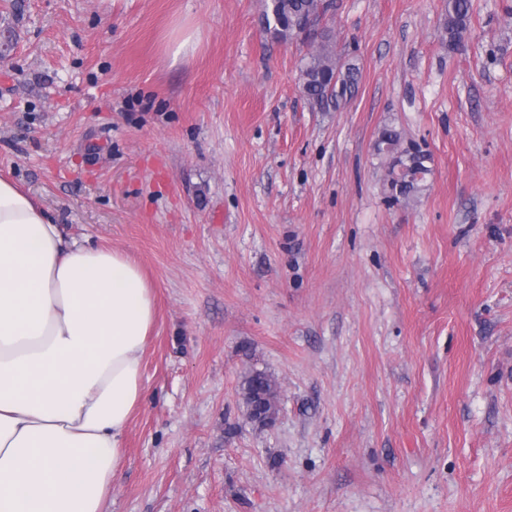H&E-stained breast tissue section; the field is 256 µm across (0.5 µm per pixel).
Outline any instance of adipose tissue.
<instances>
[{"mask_svg": "<svg viewBox=\"0 0 512 512\" xmlns=\"http://www.w3.org/2000/svg\"><path fill=\"white\" fill-rule=\"evenodd\" d=\"M154 323L130 256L0 177V512H104Z\"/></svg>", "mask_w": 512, "mask_h": 512, "instance_id": "1", "label": "adipose tissue"}]
</instances>
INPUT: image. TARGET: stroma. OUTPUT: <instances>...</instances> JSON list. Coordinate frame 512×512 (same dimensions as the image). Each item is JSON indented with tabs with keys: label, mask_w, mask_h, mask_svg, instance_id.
<instances>
[{
	"label": "stroma",
	"mask_w": 512,
	"mask_h": 512,
	"mask_svg": "<svg viewBox=\"0 0 512 512\" xmlns=\"http://www.w3.org/2000/svg\"><path fill=\"white\" fill-rule=\"evenodd\" d=\"M330 2L336 107L265 0H0V176L154 288L107 512H512V0ZM472 0H448L446 33L449 47H456L467 31L471 19ZM304 38L311 39L312 51L302 70L303 93L317 103L334 99L338 104L351 98L357 85L356 73L351 67L345 73L338 68L329 32L324 30L317 43L312 36ZM376 155L387 165V183L390 198L407 205L425 188L430 169L425 164L429 157L413 140L393 127H383L374 142ZM242 391L247 406L248 418L251 422H254L253 415L259 411L267 413L271 411V415L275 412L277 386L275 381L265 372L256 371L245 377Z\"/></svg>",
	"instance_id": "obj_1"
}]
</instances>
